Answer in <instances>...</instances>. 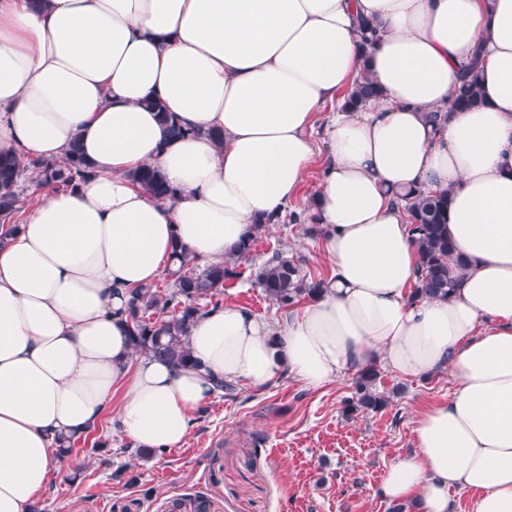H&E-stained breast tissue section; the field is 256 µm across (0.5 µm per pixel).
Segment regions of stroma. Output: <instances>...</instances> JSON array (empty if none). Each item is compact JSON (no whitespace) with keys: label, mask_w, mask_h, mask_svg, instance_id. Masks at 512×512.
<instances>
[{"label":"stroma","mask_w":512,"mask_h":512,"mask_svg":"<svg viewBox=\"0 0 512 512\" xmlns=\"http://www.w3.org/2000/svg\"><path fill=\"white\" fill-rule=\"evenodd\" d=\"M275 249L305 257L312 277L329 273L318 237L298 224H270L220 302L281 318L254 277ZM352 382L344 375L318 389L288 378L262 392L235 386L196 414L181 447L148 459L110 436L102 420L63 459L74 477L52 479L37 505L40 512H392L381 494L386 471L413 452L417 414L446 399L454 383L445 370L422 380L383 371L377 388L390 393L388 405L348 417Z\"/></svg>","instance_id":"obj_1"}]
</instances>
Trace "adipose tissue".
<instances>
[{"mask_svg":"<svg viewBox=\"0 0 512 512\" xmlns=\"http://www.w3.org/2000/svg\"><path fill=\"white\" fill-rule=\"evenodd\" d=\"M360 17L379 27L368 48ZM478 42L482 103L451 111ZM362 72L382 95L346 111ZM74 147L85 177L45 185L33 161ZM0 152L38 197L0 242V512H30L60 473L57 437L106 415L132 446L165 451L217 381L316 389L369 367L455 383L417 415L386 499L449 512L473 491L472 512H512V0H0ZM319 153L322 294L274 322L204 313L186 367L134 353L130 289L160 279L178 245L223 262L285 213ZM144 167L173 198L133 180ZM393 186L447 191L469 260L451 297L413 299L418 251ZM132 177L136 183L159 200H166L174 195L172 187L154 168L144 167L139 169L133 173Z\"/></svg>","mask_w":512,"mask_h":512,"instance_id":"obj_1","label":"adipose tissue"}]
</instances>
